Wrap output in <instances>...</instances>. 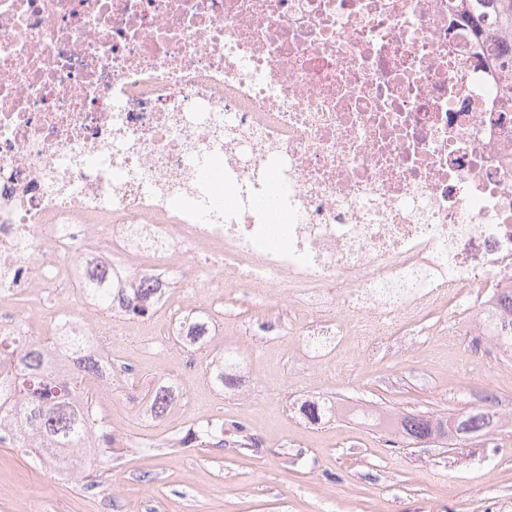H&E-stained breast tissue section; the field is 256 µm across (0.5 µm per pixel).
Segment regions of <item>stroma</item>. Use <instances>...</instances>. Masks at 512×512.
<instances>
[{"label":"stroma","instance_id":"obj_1","mask_svg":"<svg viewBox=\"0 0 512 512\" xmlns=\"http://www.w3.org/2000/svg\"><path fill=\"white\" fill-rule=\"evenodd\" d=\"M462 308L449 301L359 345L339 325L318 347L317 318L300 317L297 300L227 295L192 346L198 371L178 415L138 420L121 409L125 387L89 382L112 434L91 449L102 468L63 475L0 443V512H512V362L471 335ZM268 320L276 335L263 330ZM222 349L240 354L247 402L206 376ZM330 358L341 371L327 381ZM312 397L332 400L335 418L309 421L300 406ZM475 410L492 412L494 424L458 444H416L360 418ZM204 413L223 423L224 446L165 447ZM241 438L255 449L235 447Z\"/></svg>","mask_w":512,"mask_h":512}]
</instances>
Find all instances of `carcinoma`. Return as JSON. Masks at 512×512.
<instances>
[{
	"mask_svg": "<svg viewBox=\"0 0 512 512\" xmlns=\"http://www.w3.org/2000/svg\"><path fill=\"white\" fill-rule=\"evenodd\" d=\"M458 16L478 33L512 38V0H456ZM492 69L498 80L500 111L512 113V41L502 43L494 55ZM84 292L95 297L106 309L119 308L133 318H144L154 309L152 288H138L131 294L122 288L106 285L104 274L89 263L81 282ZM499 308L489 314L492 333L501 345L512 349V288H503ZM53 345L67 354L61 365L43 345L34 341L0 340V363L19 361V368L4 383L0 376V420L13 417L19 425L12 437L0 436L20 448H28L40 462H48L66 471L91 473L100 461L88 456L87 442L93 436L109 435L103 419L95 411L86 390L87 382L104 377V366L90 351L91 337L82 332H66L55 337ZM237 361L222 353L207 364L209 381L227 389L235 385L233 368ZM175 385L161 381L148 393V411L160 419L171 410ZM305 416L317 422L335 414L330 401H307L302 405ZM487 411L470 412L461 418L434 420L423 415L401 419L404 437L416 443L440 437L457 438L476 434L492 424Z\"/></svg>",
	"mask_w": 512,
	"mask_h": 512,
	"instance_id": "cac0c4a2",
	"label": "carcinoma"
}]
</instances>
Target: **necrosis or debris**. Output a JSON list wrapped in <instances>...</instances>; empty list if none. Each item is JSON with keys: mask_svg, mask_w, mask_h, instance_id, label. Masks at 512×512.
<instances>
[{"mask_svg": "<svg viewBox=\"0 0 512 512\" xmlns=\"http://www.w3.org/2000/svg\"><path fill=\"white\" fill-rule=\"evenodd\" d=\"M496 47L449 0H0V334L44 312L132 375L149 335L77 289L87 257L186 317L234 288L361 339L488 311L512 284Z\"/></svg>", "mask_w": 512, "mask_h": 512, "instance_id": "1", "label": "necrosis or debris"}]
</instances>
